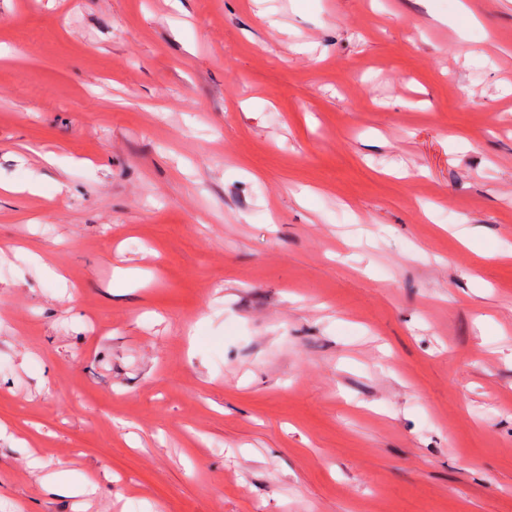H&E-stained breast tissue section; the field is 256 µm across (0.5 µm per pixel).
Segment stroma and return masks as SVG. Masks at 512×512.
<instances>
[{
  "mask_svg": "<svg viewBox=\"0 0 512 512\" xmlns=\"http://www.w3.org/2000/svg\"><path fill=\"white\" fill-rule=\"evenodd\" d=\"M0 426V512H512V0H0Z\"/></svg>",
  "mask_w": 512,
  "mask_h": 512,
  "instance_id": "1",
  "label": "stroma"
}]
</instances>
